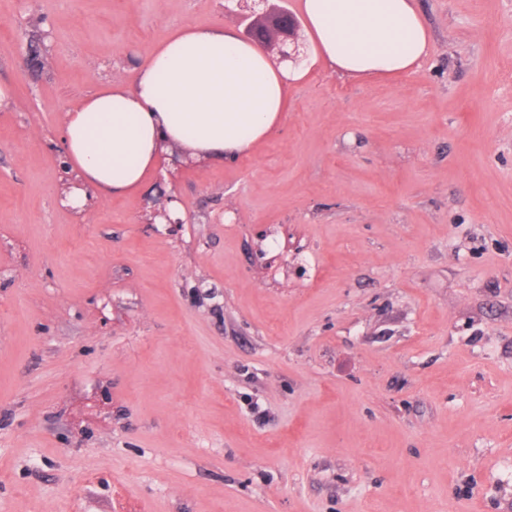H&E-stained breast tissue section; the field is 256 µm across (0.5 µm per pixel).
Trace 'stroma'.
Masks as SVG:
<instances>
[{"instance_id": "35a3bbf8", "label": "stroma", "mask_w": 512, "mask_h": 512, "mask_svg": "<svg viewBox=\"0 0 512 512\" xmlns=\"http://www.w3.org/2000/svg\"><path fill=\"white\" fill-rule=\"evenodd\" d=\"M413 6L419 68L300 35L252 150L74 210L64 112L239 5L0 0V512H512V0Z\"/></svg>"}]
</instances>
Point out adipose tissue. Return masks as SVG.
I'll return each instance as SVG.
<instances>
[{"label":"adipose tissue","instance_id":"obj_1","mask_svg":"<svg viewBox=\"0 0 512 512\" xmlns=\"http://www.w3.org/2000/svg\"><path fill=\"white\" fill-rule=\"evenodd\" d=\"M302 10L315 55L345 74L389 76L429 53L411 0H302ZM301 76L232 32L179 28L139 66L133 85L108 83L66 110L67 160L83 184L113 196L142 187L164 142L235 156L272 132Z\"/></svg>","mask_w":512,"mask_h":512}]
</instances>
